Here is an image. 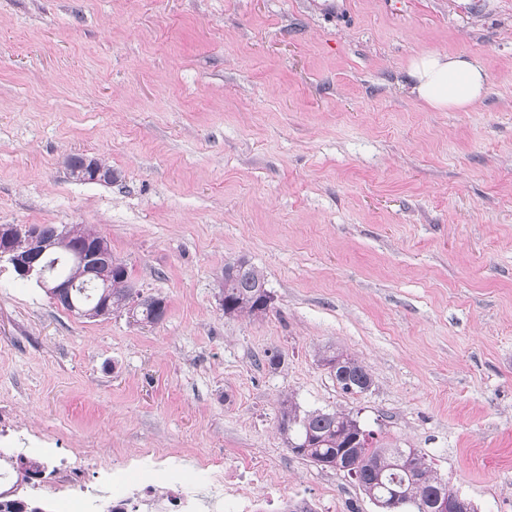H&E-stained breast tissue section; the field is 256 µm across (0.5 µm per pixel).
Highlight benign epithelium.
Returning a JSON list of instances; mask_svg holds the SVG:
<instances>
[{"label": "benign epithelium", "instance_id": "7a95c632", "mask_svg": "<svg viewBox=\"0 0 512 512\" xmlns=\"http://www.w3.org/2000/svg\"><path fill=\"white\" fill-rule=\"evenodd\" d=\"M79 182L110 183L112 167L102 159L87 155L83 160L82 171L75 174ZM38 233L28 224L19 228L12 224L0 225V257L12 265L14 272L22 279L35 280L49 295L61 290H71L77 283L93 284L98 288L108 287V283L98 280L99 267L107 261V256L95 247L86 246L77 254L81 265L80 275L71 281H62L53 275L60 259L45 257ZM434 512H472V503L455 492H441L434 504Z\"/></svg>", "mask_w": 512, "mask_h": 512}]
</instances>
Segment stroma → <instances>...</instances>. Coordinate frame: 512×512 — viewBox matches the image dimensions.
Segmentation results:
<instances>
[{
  "instance_id": "obj_1",
  "label": "stroma",
  "mask_w": 512,
  "mask_h": 512,
  "mask_svg": "<svg viewBox=\"0 0 512 512\" xmlns=\"http://www.w3.org/2000/svg\"><path fill=\"white\" fill-rule=\"evenodd\" d=\"M423 51L480 59L467 112L409 91ZM96 155L111 183L73 180ZM0 224H86L165 318L89 320L0 261V448L123 493L146 448L252 459L266 512H378L297 457L279 406L343 411L426 454L476 512H512V0H0ZM270 309L228 318L225 263ZM335 348L372 384L343 393ZM281 364L270 368V355Z\"/></svg>"
}]
</instances>
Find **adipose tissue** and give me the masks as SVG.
<instances>
[{
    "mask_svg": "<svg viewBox=\"0 0 512 512\" xmlns=\"http://www.w3.org/2000/svg\"><path fill=\"white\" fill-rule=\"evenodd\" d=\"M410 92L437 112H466L481 102L489 84L483 63L466 54L425 52L407 64Z\"/></svg>",
    "mask_w": 512,
    "mask_h": 512,
    "instance_id": "ef3b65f1",
    "label": "adipose tissue"
}]
</instances>
